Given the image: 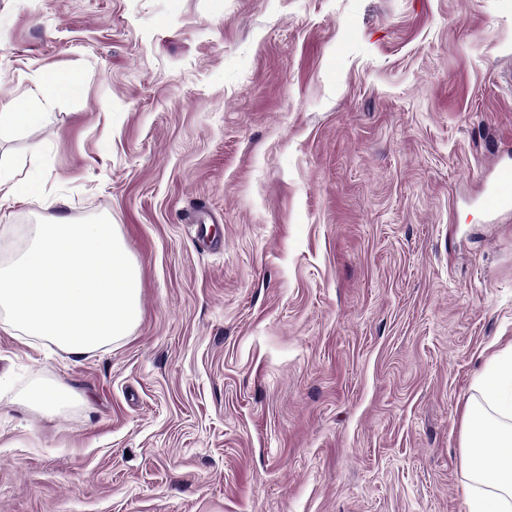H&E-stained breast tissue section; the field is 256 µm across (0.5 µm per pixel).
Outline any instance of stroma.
Returning a JSON list of instances; mask_svg holds the SVG:
<instances>
[{
    "label": "stroma",
    "instance_id": "35a3bbf8",
    "mask_svg": "<svg viewBox=\"0 0 512 512\" xmlns=\"http://www.w3.org/2000/svg\"><path fill=\"white\" fill-rule=\"evenodd\" d=\"M510 68L512 0H0V105L49 114L0 134L39 179L0 265L103 214L142 288L81 356L0 316V512H469L464 410L512 346V211L480 208ZM49 82L56 95L73 97L80 93L81 82L79 77L68 71H53L49 75ZM68 397L62 386L38 387L30 393V400L45 410H54L62 405Z\"/></svg>",
    "mask_w": 512,
    "mask_h": 512
}]
</instances>
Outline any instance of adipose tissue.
Returning <instances> with one entry per match:
<instances>
[{
    "label": "adipose tissue",
    "instance_id": "adipose-tissue-1",
    "mask_svg": "<svg viewBox=\"0 0 512 512\" xmlns=\"http://www.w3.org/2000/svg\"><path fill=\"white\" fill-rule=\"evenodd\" d=\"M48 119L42 105L20 99L0 107V132L36 128ZM483 405H468L463 426L464 466L476 485L487 466L499 480L492 490H473L470 512H512V352L493 358L480 377Z\"/></svg>",
    "mask_w": 512,
    "mask_h": 512
}]
</instances>
